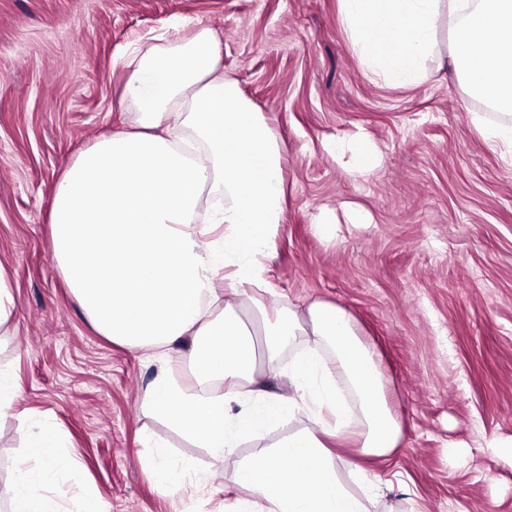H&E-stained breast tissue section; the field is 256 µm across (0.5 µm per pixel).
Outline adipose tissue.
<instances>
[{
	"label": "adipose tissue",
	"mask_w": 512,
	"mask_h": 512,
	"mask_svg": "<svg viewBox=\"0 0 512 512\" xmlns=\"http://www.w3.org/2000/svg\"><path fill=\"white\" fill-rule=\"evenodd\" d=\"M340 20L370 71L410 86L423 77L437 22L446 19L450 58L468 92L506 110L478 123L490 145L512 154V0H339ZM124 105L132 129L94 140L64 169L50 215L52 257L93 327L138 349L185 343L191 385L158 369L144 402L220 460L242 439L303 412L313 395L319 429H304L259 449L238 472L240 485L270 494L266 512H372L380 480L351 492L336 476L333 448L368 459L397 448L401 426L385 392L376 352L340 306L312 302L266 308L263 260L282 221L283 149L236 83L224 76L222 50L209 28L188 39L135 43L125 61ZM224 203L198 224L207 184ZM229 271L235 302L215 286ZM256 307L264 324L256 350L239 315ZM304 340L293 360L288 396L257 388V363L278 374L284 345ZM63 438L41 424L16 465L10 512H105L86 496L75 508L54 491L58 471L82 486L64 463Z\"/></svg>",
	"instance_id": "adipose-tissue-1"
}]
</instances>
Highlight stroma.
I'll return each mask as SVG.
<instances>
[{
  "instance_id": "1",
  "label": "stroma",
  "mask_w": 512,
  "mask_h": 512,
  "mask_svg": "<svg viewBox=\"0 0 512 512\" xmlns=\"http://www.w3.org/2000/svg\"><path fill=\"white\" fill-rule=\"evenodd\" d=\"M339 0H0V264L15 316L0 369L17 396L0 418V512L32 424L57 425L110 512H241L237 470L311 427L308 414L242 440L224 460L143 404L158 365L91 327L50 251L65 166L130 125L118 62L146 33L210 28L224 74L284 153L286 201L264 259L275 300L345 308L380 357L401 442L371 462L391 483L375 512H512V157L475 128L492 107L448 64L385 84L360 60ZM360 136L380 165L353 177L328 143ZM333 224L323 237L314 226ZM220 493L145 476L151 442Z\"/></svg>"
}]
</instances>
